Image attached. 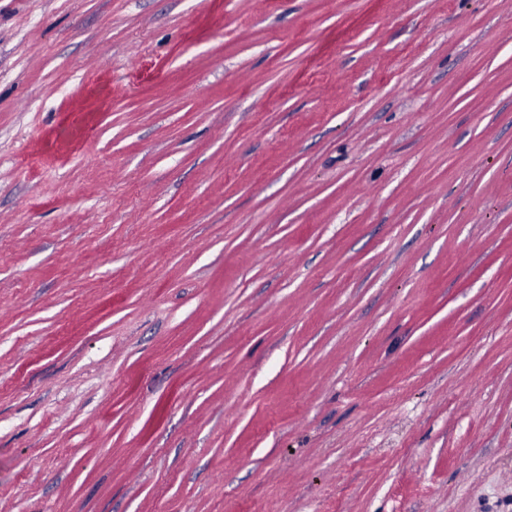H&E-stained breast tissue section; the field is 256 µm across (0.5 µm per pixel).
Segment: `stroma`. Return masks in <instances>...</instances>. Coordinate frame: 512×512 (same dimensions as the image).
I'll use <instances>...</instances> for the list:
<instances>
[{"mask_svg": "<svg viewBox=\"0 0 512 512\" xmlns=\"http://www.w3.org/2000/svg\"><path fill=\"white\" fill-rule=\"evenodd\" d=\"M0 512H512V0H0Z\"/></svg>", "mask_w": 512, "mask_h": 512, "instance_id": "35a3bbf8", "label": "stroma"}]
</instances>
